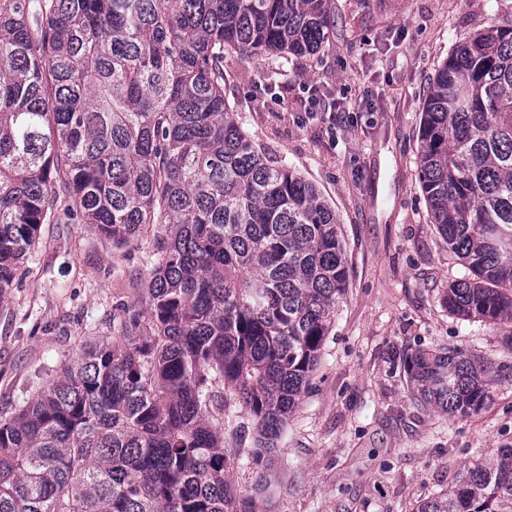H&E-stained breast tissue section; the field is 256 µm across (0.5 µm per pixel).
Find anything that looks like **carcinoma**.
<instances>
[{"label":"carcinoma","mask_w":512,"mask_h":512,"mask_svg":"<svg viewBox=\"0 0 512 512\" xmlns=\"http://www.w3.org/2000/svg\"><path fill=\"white\" fill-rule=\"evenodd\" d=\"M333 26V0H0V299L60 209L124 244L165 225L144 306L0 421V512H257L225 478V400L259 465L348 269L336 213L224 100V59L310 58ZM419 140L432 223L468 270L444 306L512 323V26L436 71ZM409 367L451 416L489 398L460 350ZM417 512H512V448Z\"/></svg>","instance_id":"cac0c4a2"}]
</instances>
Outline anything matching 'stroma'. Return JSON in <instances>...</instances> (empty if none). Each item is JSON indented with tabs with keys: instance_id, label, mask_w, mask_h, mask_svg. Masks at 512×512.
<instances>
[{
	"instance_id": "obj_1",
	"label": "stroma",
	"mask_w": 512,
	"mask_h": 512,
	"mask_svg": "<svg viewBox=\"0 0 512 512\" xmlns=\"http://www.w3.org/2000/svg\"><path fill=\"white\" fill-rule=\"evenodd\" d=\"M336 30L320 54L227 56L224 96L251 142L315 184L339 223L349 285L336 304L308 392L288 421L259 512H415L467 470L512 448V324L462 320L442 303L464 268L431 224L418 177V129L436 69L490 26H512V0H334ZM324 94L301 117L304 85ZM288 97L274 104V94ZM353 112L352 122L332 116ZM163 226L113 245L60 213L0 302V418L13 416L64 360L112 333L144 302L146 252ZM462 350L490 373L468 417L426 403L406 354ZM250 417L224 410L226 479L252 492Z\"/></svg>"
}]
</instances>
